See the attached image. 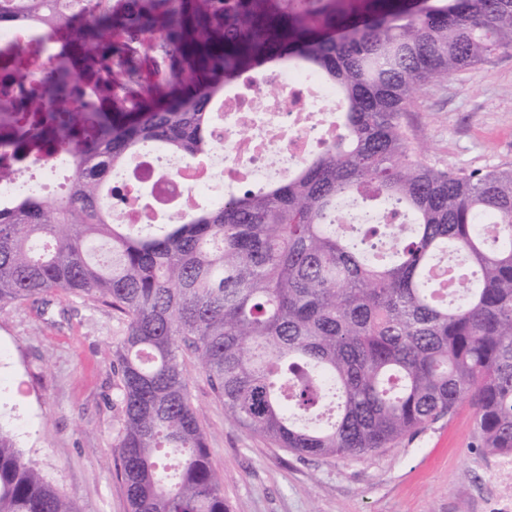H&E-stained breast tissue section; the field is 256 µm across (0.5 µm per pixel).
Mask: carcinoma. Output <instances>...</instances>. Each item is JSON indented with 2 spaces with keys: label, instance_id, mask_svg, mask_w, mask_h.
Here are the masks:
<instances>
[{
  "label": "carcinoma",
  "instance_id": "obj_1",
  "mask_svg": "<svg viewBox=\"0 0 512 512\" xmlns=\"http://www.w3.org/2000/svg\"><path fill=\"white\" fill-rule=\"evenodd\" d=\"M0 179L62 149L55 199L0 206V307L53 291L119 313V474L131 512H228L183 351L224 414L300 457L387 448L461 402L474 447L512 457V168L440 169L402 118L512 48V0H0ZM281 62L345 105L287 180L115 224L112 170L149 145L196 164L224 89ZM410 226L351 232L343 203ZM0 512H77L0 425Z\"/></svg>",
  "mask_w": 512,
  "mask_h": 512
}]
</instances>
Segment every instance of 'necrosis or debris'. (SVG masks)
Wrapping results in <instances>:
<instances>
[{"label":"necrosis or debris","instance_id":"4bbe7bcc","mask_svg":"<svg viewBox=\"0 0 512 512\" xmlns=\"http://www.w3.org/2000/svg\"><path fill=\"white\" fill-rule=\"evenodd\" d=\"M280 98L267 100L269 85ZM265 111H257V102ZM339 103L336 90L317 75L280 69L253 81L249 93H229L224 98V121L213 129L216 147L206 166L195 167L185 158L156 148L112 174L114 193L106 204L120 224H138L142 217L125 199L131 176L150 184L158 206L182 196L223 203L225 197L247 186L260 189L284 180L302 160L321 149L336 130ZM39 175L16 168L14 176L0 181V205L21 195L46 196L66 170L59 153L44 157Z\"/></svg>","mask_w":512,"mask_h":512}]
</instances>
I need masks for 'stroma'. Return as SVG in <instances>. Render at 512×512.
<instances>
[{"instance_id": "obj_1", "label": "stroma", "mask_w": 512, "mask_h": 512, "mask_svg": "<svg viewBox=\"0 0 512 512\" xmlns=\"http://www.w3.org/2000/svg\"><path fill=\"white\" fill-rule=\"evenodd\" d=\"M403 121L424 130L437 167H512V49L449 77ZM123 329L64 291L0 309V422L78 512H129L112 446ZM183 369L229 512H493L499 459L474 449L469 404L373 455L304 458L228 418L191 352Z\"/></svg>"}]
</instances>
